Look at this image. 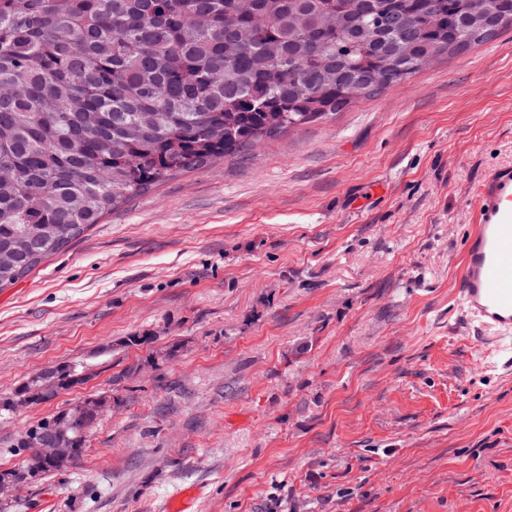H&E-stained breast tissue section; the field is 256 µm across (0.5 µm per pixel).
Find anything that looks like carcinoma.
Instances as JSON below:
<instances>
[{
  "label": "carcinoma",
  "mask_w": 512,
  "mask_h": 512,
  "mask_svg": "<svg viewBox=\"0 0 512 512\" xmlns=\"http://www.w3.org/2000/svg\"><path fill=\"white\" fill-rule=\"evenodd\" d=\"M384 12L402 26H376ZM503 19L512 0H0V288L168 177L341 112ZM83 381L63 365L15 395Z\"/></svg>",
  "instance_id": "1"
}]
</instances>
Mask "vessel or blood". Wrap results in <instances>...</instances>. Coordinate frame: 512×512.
Wrapping results in <instances>:
<instances>
[{
  "label": "vessel or blood",
  "instance_id": "b4317fda",
  "mask_svg": "<svg viewBox=\"0 0 512 512\" xmlns=\"http://www.w3.org/2000/svg\"><path fill=\"white\" fill-rule=\"evenodd\" d=\"M477 221L459 272L463 308L500 331L498 352L512 366V171L488 176L475 192Z\"/></svg>",
  "mask_w": 512,
  "mask_h": 512
}]
</instances>
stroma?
Masks as SVG:
<instances>
[{
    "mask_svg": "<svg viewBox=\"0 0 512 512\" xmlns=\"http://www.w3.org/2000/svg\"><path fill=\"white\" fill-rule=\"evenodd\" d=\"M507 168L512 30L113 210L0 290V399L88 376L0 417V471L108 400L0 512H512V367L457 296L473 189ZM45 370L36 375V378L45 375ZM31 377L24 382L14 393V396L26 397L30 404L46 403L52 401L59 392L83 384V371H76L75 367L63 365L56 367L51 373L36 380ZM86 407L85 402H79L71 406L72 412L70 417L65 421H54L56 418L66 415L69 411L68 409L59 412L57 415L52 418L45 419L33 426V428H39L44 425L50 419L53 421L48 422L44 425L43 428L39 430H32L29 432V435L26 434L22 437V439L18 442L17 448H22V450H28L29 446L32 448L30 453L36 452L37 454H41L44 456H53L56 454L59 448H56L59 440L69 436L70 432L75 428V426L81 423L84 419V409ZM31 427V429H33ZM29 429V430H31ZM28 440L29 446L25 440ZM96 415V413L89 414V416L87 417L88 424L84 425L82 432L71 434V441H69L64 447L66 448L65 454L68 455L69 466L63 468L62 460L60 458L48 460L29 454L26 471H37V479H39L46 474L55 471H62L76 465L77 462L80 460V456L82 454L81 449L84 447L85 435L87 431L90 429V427L97 421ZM73 448H79V452Z\"/></svg>",
    "mask_w": 512,
    "mask_h": 512,
    "instance_id": "1",
    "label": "stroma"
}]
</instances>
